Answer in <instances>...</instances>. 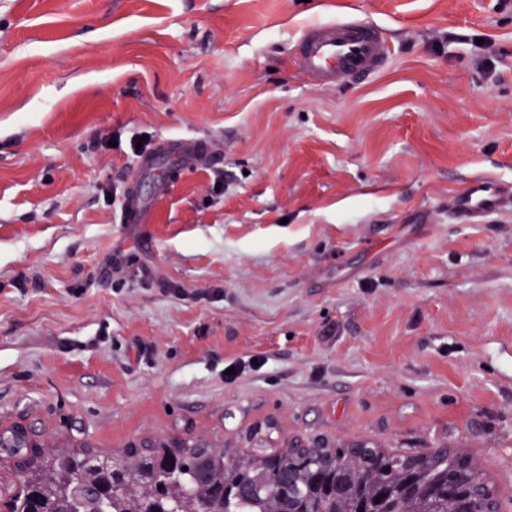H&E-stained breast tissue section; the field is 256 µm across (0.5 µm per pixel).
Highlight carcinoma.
Instances as JSON below:
<instances>
[{
  "instance_id": "1",
  "label": "carcinoma",
  "mask_w": 512,
  "mask_h": 512,
  "mask_svg": "<svg viewBox=\"0 0 512 512\" xmlns=\"http://www.w3.org/2000/svg\"><path fill=\"white\" fill-rule=\"evenodd\" d=\"M379 448L224 455L203 446L77 448L16 472L7 512H484L498 505L472 461Z\"/></svg>"
}]
</instances>
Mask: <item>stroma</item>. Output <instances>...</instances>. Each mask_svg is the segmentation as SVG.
<instances>
[{
	"label": "stroma",
	"mask_w": 512,
	"mask_h": 512,
	"mask_svg": "<svg viewBox=\"0 0 512 512\" xmlns=\"http://www.w3.org/2000/svg\"><path fill=\"white\" fill-rule=\"evenodd\" d=\"M348 13L389 65L313 88L291 44ZM191 135L221 164L157 196L129 140ZM476 179L512 193V0H0V434L448 448L512 512V212L452 220ZM148 215L136 190L129 192L120 213V224H147Z\"/></svg>",
	"instance_id": "obj_1"
}]
</instances>
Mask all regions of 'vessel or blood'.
I'll return each mask as SVG.
<instances>
[{
  "label": "vessel or blood",
  "mask_w": 512,
  "mask_h": 512,
  "mask_svg": "<svg viewBox=\"0 0 512 512\" xmlns=\"http://www.w3.org/2000/svg\"><path fill=\"white\" fill-rule=\"evenodd\" d=\"M389 59L383 28L352 17L308 23L299 30L293 44L294 63L307 82L318 89L377 76L387 68ZM215 157L208 137L165 138L140 157L138 170L156 172L171 158L199 169L211 165ZM454 207L467 222L476 224L488 215L512 210V195L498 192L490 183L476 181L456 198ZM120 221L147 223L148 215L137 191L129 192Z\"/></svg>",
  "instance_id": "obj_1"
}]
</instances>
